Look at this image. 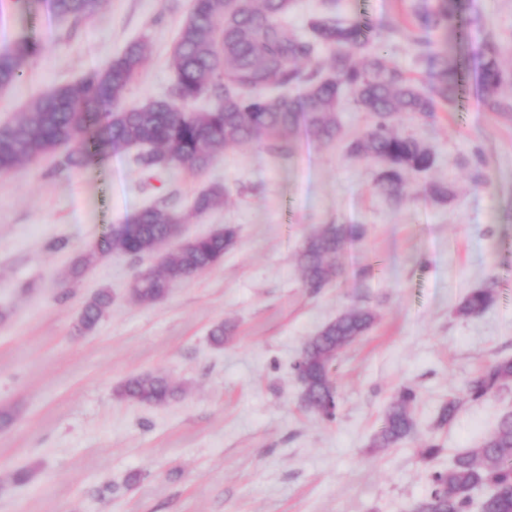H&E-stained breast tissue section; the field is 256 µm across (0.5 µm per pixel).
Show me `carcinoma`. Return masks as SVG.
Listing matches in <instances>:
<instances>
[{
	"label": "carcinoma",
	"mask_w": 512,
	"mask_h": 512,
	"mask_svg": "<svg viewBox=\"0 0 512 512\" xmlns=\"http://www.w3.org/2000/svg\"><path fill=\"white\" fill-rule=\"evenodd\" d=\"M294 0H191L170 66L175 82L166 99L127 106L124 98L139 73L144 44L133 42L122 55L100 71L73 85L55 87L32 99L26 111L0 125V173L56 157L55 171L71 173L90 168L104 151L136 150L139 169L154 174L179 168L205 170L227 145L263 144L282 153L289 149L298 127L319 141L330 142L341 132L336 119L345 94L357 108L373 116L371 129L350 144V151L380 158L386 168L379 187L389 196L406 189L404 175L422 173L434 156L418 139L400 134L395 122L401 113L428 121L438 101L455 99L459 86L457 65L438 46L439 37L458 25L447 0H421L413 10L414 43L420 49L428 89H423L394 64L381 41L363 36L359 24L338 11L337 0L313 18L305 34L288 24ZM101 0H52L55 12L78 24L95 15ZM39 43L25 35L0 54V90L24 82L26 60ZM331 64L321 65L322 54ZM498 44L483 41L478 53L477 80L490 109L512 118V99L497 93L504 80ZM313 62L306 71L302 62ZM200 100L209 107L197 109ZM107 109L105 115L91 106ZM226 190L213 184L200 191L193 209L203 214L224 202ZM180 213L167 200L141 209L129 224H115L97 251L78 256L68 271L77 282L85 271L108 253L133 259L154 254L166 243L176 248L161 256L160 269L139 272L131 293L139 299L166 297L179 279L190 278L221 263L238 238L226 225L211 234L178 239ZM355 225L328 224L306 239L298 261L308 288L318 291L336 280L339 270L330 258L360 237ZM496 300L495 289L470 291L459 307L467 317L483 314ZM112 304L99 291L81 308L77 329H95ZM376 320L368 308L349 310L326 323L306 342L293 372L302 386V399L327 421L336 419L339 400L332 368L339 353L364 336ZM512 382V359L486 365L467 383L463 397L452 396L436 419L441 429L455 419L466 401H481ZM128 400L163 405L176 388L161 374L132 376L120 386ZM417 399L411 387L402 388L385 409L373 446L390 448L410 436L416 427L411 407ZM429 490L420 504L433 512H470V492L484 488L480 512H512V413L503 415L495 430L477 447L458 452L448 467L428 471Z\"/></svg>",
	"instance_id": "carcinoma-1"
}]
</instances>
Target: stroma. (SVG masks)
<instances>
[{"label":"stroma","instance_id":"35a3bbf8","mask_svg":"<svg viewBox=\"0 0 512 512\" xmlns=\"http://www.w3.org/2000/svg\"><path fill=\"white\" fill-rule=\"evenodd\" d=\"M414 0H340L351 21L376 28L391 60L421 78L408 23ZM190 0H103L79 25L41 6L38 52L27 81L0 92V122L48 89L105 68L132 42L146 46L129 106L170 93L169 65ZM478 11L480 34L500 45L512 97V0L454 6ZM442 45L463 77L452 102L422 121L401 115L400 133L421 140L433 167L406 176L398 199L377 178L382 159L349 145L373 118L344 96L333 143L297 131L286 154L230 145L202 173L147 175L130 153L88 170L58 174L54 158L0 173V512H409L428 490L422 451L440 443L438 466L476 447L512 412V388L466 403L444 428L435 420L449 395L491 361L512 358V118L489 110L477 84L476 49L460 30ZM448 185L434 199L431 183ZM224 184L223 204L193 211L194 195ZM171 199L190 238L224 225L236 245L218 266L180 281L160 301L130 293L134 276L157 268L112 253L79 285L64 273L100 245L112 225L147 203ZM324 224H355L336 281L312 293L297 254ZM493 285L484 314L457 308ZM112 305L93 332L78 333L83 302L97 290ZM373 310L367 335L337 357L339 415L327 421L301 401L291 366L309 336L353 308ZM230 326L224 345L209 332ZM166 375L178 394L156 406L121 399L128 377ZM416 389L414 432L373 447L384 409ZM29 470L28 480L11 474Z\"/></svg>","mask_w":512,"mask_h":512}]
</instances>
